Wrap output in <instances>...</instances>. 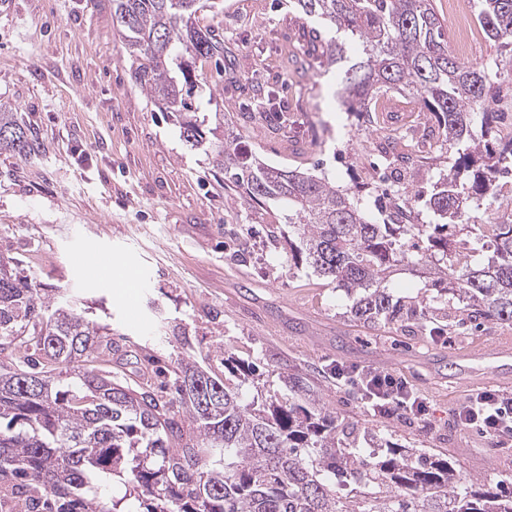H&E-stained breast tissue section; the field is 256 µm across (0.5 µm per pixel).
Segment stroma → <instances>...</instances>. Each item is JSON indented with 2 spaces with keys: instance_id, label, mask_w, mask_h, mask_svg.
I'll list each match as a JSON object with an SVG mask.
<instances>
[{
  "instance_id": "stroma-1",
  "label": "stroma",
  "mask_w": 512,
  "mask_h": 512,
  "mask_svg": "<svg viewBox=\"0 0 512 512\" xmlns=\"http://www.w3.org/2000/svg\"><path fill=\"white\" fill-rule=\"evenodd\" d=\"M234 52V76L206 66L212 98H198L205 128L230 116L240 146L274 166H301L381 219L397 189L428 195L447 172L446 144L393 161L373 147L367 124L336 98L335 70L315 49L316 21L288 0H215L197 14ZM477 64L500 67L493 93L498 129L512 132V51L480 38ZM132 60L112 26L110 0H14L0 7V106L38 143L32 154L0 152V259L17 261L44 288H61L112 329L135 356V382L159 383L180 361L224 371L225 353L254 363L262 391L288 397V373L337 409L371 446V435L452 457L489 484H512V434L461 424L459 404L493 386L512 396V364L472 359L475 349L512 344V325L488 324L436 338L420 324L367 326L343 289L289 261L293 229L283 204L251 201L225 183L214 148L190 146L175 117L135 86ZM279 91L277 112L250 110L257 87ZM106 252L142 277L133 291L94 282L77 253ZM185 333L177 341L176 333ZM390 371L424 399V417L404 408L369 412L332 363Z\"/></svg>"
}]
</instances>
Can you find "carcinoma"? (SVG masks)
Returning <instances> with one entry per match:
<instances>
[{
    "label": "carcinoma",
    "instance_id": "obj_1",
    "mask_svg": "<svg viewBox=\"0 0 512 512\" xmlns=\"http://www.w3.org/2000/svg\"><path fill=\"white\" fill-rule=\"evenodd\" d=\"M292 2L351 40L359 59L338 69L350 114L367 116L379 96L403 93L434 117L441 143L455 145L453 165L424 200L436 223H417L408 197L400 220L379 224L326 179L238 152L227 129L215 146L224 181L252 201L288 207L291 260L345 289L364 324L444 319L454 301L458 328L512 324V224L479 214L500 175L512 174V138L491 142L492 71L448 48L433 0ZM201 8L200 0H112L136 87L176 113L194 146L205 135L194 105L199 68L232 56L218 31L193 22ZM477 19L488 39L512 47V0H479ZM35 148L13 113L0 112V150ZM484 246L492 255L472 266ZM416 265L442 285L432 312L387 292L394 272ZM106 336L73 301L41 294L31 275L0 261V503L19 498L24 512H512V489L465 474L447 456L388 440L368 453L356 447V429L298 374L288 377L293 397L245 405L240 384L256 368L226 353L224 369L239 383L182 362L176 397L165 400L101 369L112 355ZM201 383L219 389L209 410ZM110 481L128 494L105 498Z\"/></svg>",
    "mask_w": 512,
    "mask_h": 512
}]
</instances>
